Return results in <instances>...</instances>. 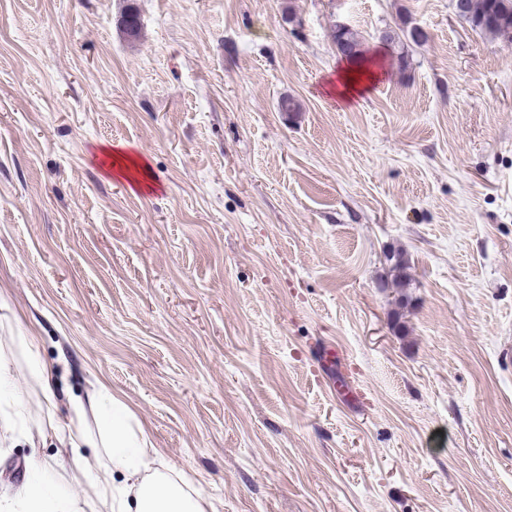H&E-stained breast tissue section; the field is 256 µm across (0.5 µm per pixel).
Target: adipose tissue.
Listing matches in <instances>:
<instances>
[{
    "mask_svg": "<svg viewBox=\"0 0 512 512\" xmlns=\"http://www.w3.org/2000/svg\"><path fill=\"white\" fill-rule=\"evenodd\" d=\"M74 425L62 447L74 448L96 427L109 459L87 496L97 502L96 512H205L169 474L154 468L145 440L135 435L128 408L98 386L86 397L70 402ZM24 512H71L72 501L54 494L41 469H33L21 489Z\"/></svg>",
    "mask_w": 512,
    "mask_h": 512,
    "instance_id": "adipose-tissue-1",
    "label": "adipose tissue"
}]
</instances>
